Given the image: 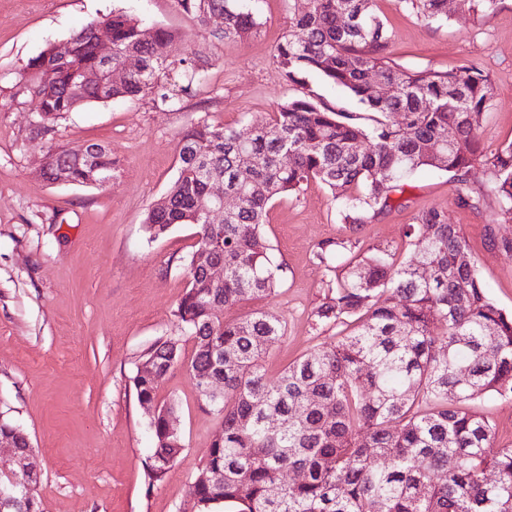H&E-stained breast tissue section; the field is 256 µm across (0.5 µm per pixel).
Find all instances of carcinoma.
<instances>
[{"label": "carcinoma", "mask_w": 512, "mask_h": 512, "mask_svg": "<svg viewBox=\"0 0 512 512\" xmlns=\"http://www.w3.org/2000/svg\"><path fill=\"white\" fill-rule=\"evenodd\" d=\"M259 2L177 0L201 25L222 17L224 38L241 40L258 30ZM308 2L277 47L283 79L296 84L304 74L318 76L356 100L373 125L335 110L310 89L250 120L248 140L203 119L178 134V175L144 221L153 239L176 224L199 228L185 259L189 284L174 317L193 341L187 369L201 408L219 422L189 485L191 512H218L223 505L234 512H512V448L497 447L491 421L469 407L488 393L512 397V316L487 297L457 225L440 212L428 210L407 225L415 239L408 261L398 264L380 250L336 266L314 318L351 332L290 363L273 384L262 360L284 335L285 322L262 309L224 319V310L270 296L280 283V265L262 233L277 197L319 181L340 199L343 220L360 224L366 212L391 207V195L403 191L414 170L457 174L484 153L479 129L492 94L488 75L476 67L411 71L394 65L375 0ZM403 2L424 21L441 17L447 6V0ZM494 3L461 0V7L485 17ZM98 25L112 31V68L137 60L121 84L81 83L84 71L101 67L93 37ZM178 38L174 30L114 12L73 32L67 59L56 58L51 44L31 58L15 95L35 103L47 134L67 113L93 102L149 96L157 107L174 108L193 92L202 68L194 53L169 59L167 48ZM377 80L391 85L390 96L374 94ZM394 112L401 123L389 122ZM366 141L370 147L356 151ZM431 142L443 143L438 153L429 152ZM86 152L109 181L117 167L112 150L91 143ZM286 152L292 162L284 165ZM51 157L68 166L73 183L84 184L85 159L66 150ZM490 162L500 214L511 222L512 142L491 153ZM211 178L223 179L224 190L240 199L222 224L206 223ZM214 263L224 265L222 284L210 280ZM420 263L429 268L426 279ZM437 323L446 329V355L435 350ZM140 360L167 375L181 365L180 339L156 340ZM460 368L469 372L467 385L458 384ZM133 385L140 404L158 407L150 419L155 448L147 470L154 485L176 463L183 441L168 430L175 404L158 402L160 385L138 372ZM208 386L217 395H206ZM270 416L279 420L274 430L266 425ZM0 435L34 454L28 435L6 418ZM377 457L384 466L375 464ZM290 469L304 472L303 481L282 482ZM487 471L497 474L496 483L485 481ZM439 473L441 481L434 479ZM0 494L3 512H42L34 488L23 483L0 479Z\"/></svg>", "instance_id": "obj_1"}]
</instances>
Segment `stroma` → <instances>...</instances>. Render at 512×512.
<instances>
[{"instance_id": "stroma-1", "label": "stroma", "mask_w": 512, "mask_h": 512, "mask_svg": "<svg viewBox=\"0 0 512 512\" xmlns=\"http://www.w3.org/2000/svg\"><path fill=\"white\" fill-rule=\"evenodd\" d=\"M298 8L297 0H260L257 32L234 41L224 38L222 20L199 26L177 0H0V414L30 438L43 512H183L217 420L200 410L189 371H170L159 399L175 402L184 448L165 480L149 485L145 465L154 439L132 378L147 347L179 333L173 312L188 284L183 260L197 228L178 224L153 240L143 221L177 177L179 132L201 119L243 131L249 118L274 111L306 87L339 111L359 112L340 89L311 78L302 86L283 79L277 47ZM118 10L180 32L171 58L194 49L208 58L194 93L173 111L147 98L91 104L68 113L51 135H37L34 103L13 97L27 60ZM375 10L391 32L397 65L484 71L493 92L481 139L491 150L512 142V0H496L483 20L455 0L442 22L420 20L403 0H376ZM90 143L108 146L118 160L106 186L44 178L47 153ZM494 184V168L483 157L460 176L423 168L408 177L391 208L367 215L356 229L321 183L281 196L264 226L282 265L281 285L224 316L260 308L285 318V334L264 362L268 378L276 379L339 332L313 324L334 277L316 258L320 244L344 242L346 257L386 248L404 261L415 250L407 226L431 209L458 226L488 298L512 315V251L493 244L512 239V222L500 216ZM467 198L475 206H464ZM473 407L494 424L498 445L512 447V397L487 395Z\"/></svg>"}]
</instances>
